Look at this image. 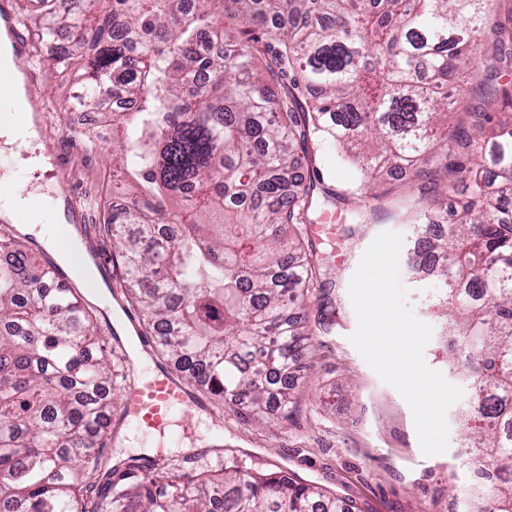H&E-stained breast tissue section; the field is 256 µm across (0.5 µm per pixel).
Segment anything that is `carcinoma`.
<instances>
[{"instance_id": "1", "label": "carcinoma", "mask_w": 512, "mask_h": 512, "mask_svg": "<svg viewBox=\"0 0 512 512\" xmlns=\"http://www.w3.org/2000/svg\"><path fill=\"white\" fill-rule=\"evenodd\" d=\"M39 0L22 19L38 42L63 34L54 61L74 72L72 99L112 109L123 203L103 230L118 244L120 286L160 353L187 383L254 411L313 335L303 312L325 289L302 234L326 203L393 217L383 173L405 168L415 232L441 221L448 178L470 200L429 241L443 258L432 302L468 359L473 387L491 389L461 413L475 467L512 475V122L472 112L448 127V86L479 70L491 0ZM242 18L235 39L220 17ZM330 143L359 180L335 189L309 146ZM302 155H295V149ZM307 175H295L298 163ZM78 297L58 292L33 252L0 231V512H351L315 484L217 461L221 477L163 479L130 464L91 476L107 435L118 374ZM470 512H512V479Z\"/></svg>"}]
</instances>
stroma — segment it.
<instances>
[{
    "label": "stroma",
    "mask_w": 512,
    "mask_h": 512,
    "mask_svg": "<svg viewBox=\"0 0 512 512\" xmlns=\"http://www.w3.org/2000/svg\"><path fill=\"white\" fill-rule=\"evenodd\" d=\"M39 87L28 95L36 122L42 126L40 141L26 149L29 157L42 149L54 155L52 172L32 168L0 150V177L32 190V206L39 221L54 227L55 215L46 204L60 187H69L85 207L90 220L81 229L89 249L111 255V238L98 234L112 206V184L117 174L112 165V145L101 139L89 149L77 127L68 119L69 86L64 75L50 67L36 66ZM469 105L496 114L504 111V88L512 87V63L502 62L498 75L479 72L466 78ZM400 173L389 174L391 190L386 206L391 219L352 225L355 204L329 209L315 225L313 246L322 271L333 281L330 322L297 354L289 374L292 402L287 414H255L245 405L205 398L202 424L185 429L187 440L199 442L190 453L166 451L154 469L159 475L189 476L205 463L224 456L239 457L247 466L281 471L305 483L330 490L354 507V512H467L473 473L466 463L468 450L461 437L457 416L463 403L447 412L449 446L446 453L424 456L418 442L412 411L402 396L380 380L349 336L356 316L348 287L360 259L375 237L385 231L412 236V225L396 220L405 194ZM353 236H345L348 226ZM408 252L399 257L400 279L408 289V301L423 322L432 316L429 304L439 291V281L414 274Z\"/></svg>",
    "instance_id": "stroma-1"
}]
</instances>
